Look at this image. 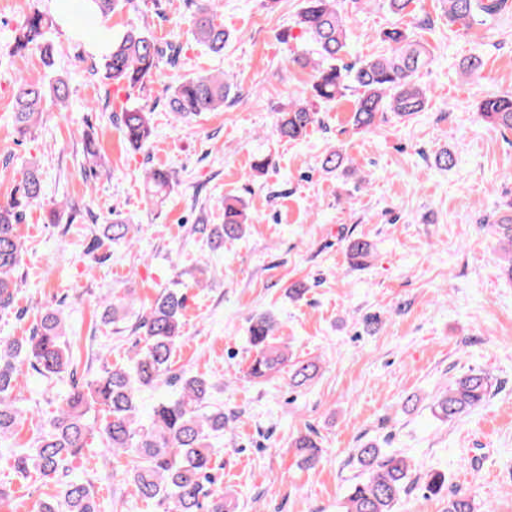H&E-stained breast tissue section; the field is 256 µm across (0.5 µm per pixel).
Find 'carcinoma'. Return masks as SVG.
Instances as JSON below:
<instances>
[{
	"mask_svg": "<svg viewBox=\"0 0 512 512\" xmlns=\"http://www.w3.org/2000/svg\"><path fill=\"white\" fill-rule=\"evenodd\" d=\"M127 0H89L88 20L106 18L124 6ZM338 0H302L295 26L314 45L313 55L296 59L300 66L313 71L309 95L291 99L280 111L276 135L289 142L302 139L318 122L316 105L336 101L346 91H356L352 123L368 130L391 112L409 119L425 110L429 90L416 80L417 72L434 61L433 53L411 37L408 29L391 27L379 33L387 51L372 57L347 62L350 55L346 18L337 7ZM448 19L468 29L485 25L508 9V0H444ZM193 6L189 33L205 50L221 54L231 38L218 14V0H190ZM57 26L52 15L39 9L29 12L17 26L10 54L23 56L42 47L49 49L50 35ZM182 48L172 45L164 50L151 32L132 27L112 41L102 55L104 78L112 85L133 90L157 75L162 61L172 67L179 64ZM172 112L179 118L196 117L224 107L231 97V84L222 78L197 74L166 87ZM15 104L13 121L22 139L32 135L52 100L64 107L70 90L66 79L51 75L46 81L33 82L17 77L12 86ZM480 117L504 130L512 131V94L491 92L478 104ZM116 121L129 148L143 150L154 135L151 113L140 106H124ZM174 178L164 169H153L146 176V195L160 206L171 193ZM48 208L44 220L58 224L61 213L47 200L39 170L30 167L21 173L6 201L0 202V309L10 308L15 300L16 273L23 260L18 232L26 209ZM249 216L238 197L224 198V223L215 227L197 224L194 231L207 235L213 249L224 239H238L245 234ZM480 223L494 228L499 242L512 246V202L505 209L487 215ZM131 225L121 222L105 225L103 235L91 249L107 243L132 242ZM372 246L363 238L348 245L349 263L363 268ZM186 296L176 288L160 292L154 303L136 316L134 332L142 337L145 348L135 354L127 367H113L82 385L72 380L70 391L36 442L35 452L14 456V469L28 477L68 475L69 459L87 446L92 426L86 414L94 405L101 407L99 425L105 439V451L127 457L124 474L137 497L165 506L164 512H228L224 492L215 488L216 449L213 439L224 433V411L206 412L209 385L200 377L183 381L181 391L154 405L148 421L139 417L138 393L154 388L172 377V356L182 337L181 317ZM275 324L266 313L253 315L247 327V339L254 351L247 374L264 379L288 369L290 385L300 387L312 381L317 364L312 359H298L287 348L272 342ZM73 352L64 339L62 320L57 310L48 308L30 335L21 340L0 337V440L15 430L21 421V409L12 399L19 376L31 371L44 378L76 374L72 369ZM493 383L488 373L472 370L456 378L448 389L437 395L433 414L452 422L481 407L491 393ZM291 447L302 453V462L313 468L319 461V447L311 432L293 438ZM364 479L355 483L346 496L345 512H396L409 490V466L403 456L388 454L372 443L353 449ZM424 489L433 494L448 493V512H494L480 508L475 498L461 491H448V476L441 471L426 475ZM68 512H97L89 486L78 480L66 483Z\"/></svg>",
	"mask_w": 512,
	"mask_h": 512,
	"instance_id": "1",
	"label": "carcinoma"
}]
</instances>
